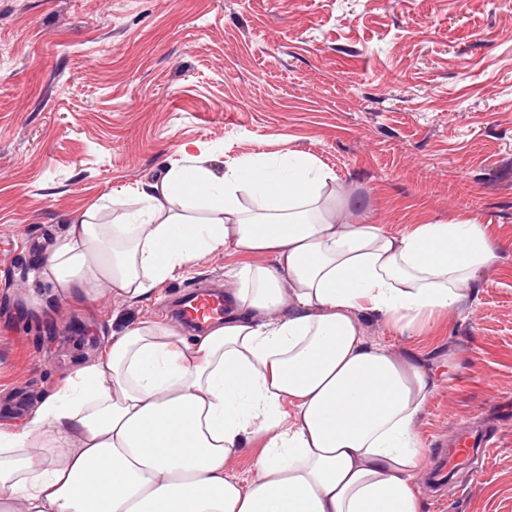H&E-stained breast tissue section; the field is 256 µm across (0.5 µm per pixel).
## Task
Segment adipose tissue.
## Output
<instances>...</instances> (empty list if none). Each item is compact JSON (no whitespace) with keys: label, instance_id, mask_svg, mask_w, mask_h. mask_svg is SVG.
Listing matches in <instances>:
<instances>
[{"label":"adipose tissue","instance_id":"1","mask_svg":"<svg viewBox=\"0 0 512 512\" xmlns=\"http://www.w3.org/2000/svg\"><path fill=\"white\" fill-rule=\"evenodd\" d=\"M334 173L312 155L199 157L147 183L113 223L73 218L43 261L63 300L148 297L216 252L223 323L185 337L114 332L16 429H0V512H421L416 420L434 383L359 317L409 332L481 286L486 225L396 236L341 219ZM261 443L253 479L226 473Z\"/></svg>","mask_w":512,"mask_h":512}]
</instances>
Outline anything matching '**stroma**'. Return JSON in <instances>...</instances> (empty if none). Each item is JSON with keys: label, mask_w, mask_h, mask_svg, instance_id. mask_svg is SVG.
<instances>
[{"label": "stroma", "mask_w": 512, "mask_h": 512, "mask_svg": "<svg viewBox=\"0 0 512 512\" xmlns=\"http://www.w3.org/2000/svg\"><path fill=\"white\" fill-rule=\"evenodd\" d=\"M199 147L219 173L312 154L359 202L351 220L390 234L488 225L499 258L476 294L415 332L364 326L432 372L427 450L512 399V0H0V422L24 425L118 324L223 289L220 253L137 302L73 306L38 273L73 216L134 209ZM414 484L422 512H512V421ZM494 434L488 435L483 433L475 435L465 433L457 437L448 444V454L440 457L436 468L432 472L435 476H441L444 479L448 476V472L459 471L464 462L474 457L480 449L492 446V438Z\"/></svg>", "instance_id": "1"}]
</instances>
